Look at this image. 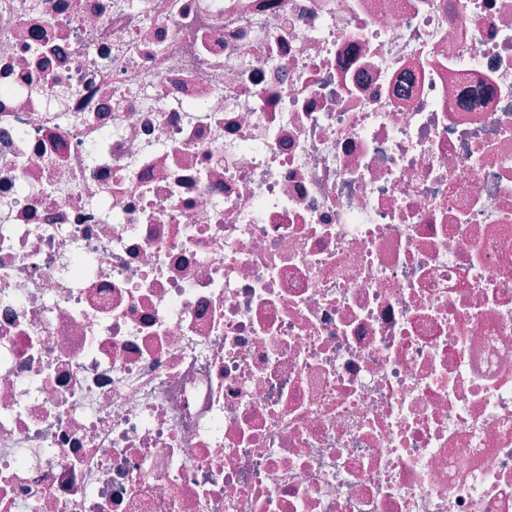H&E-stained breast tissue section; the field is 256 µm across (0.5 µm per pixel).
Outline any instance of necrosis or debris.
Masks as SVG:
<instances>
[{
	"label": "necrosis or debris",
	"instance_id": "1",
	"mask_svg": "<svg viewBox=\"0 0 512 512\" xmlns=\"http://www.w3.org/2000/svg\"><path fill=\"white\" fill-rule=\"evenodd\" d=\"M0 512H512V0H0Z\"/></svg>",
	"mask_w": 512,
	"mask_h": 512
}]
</instances>
